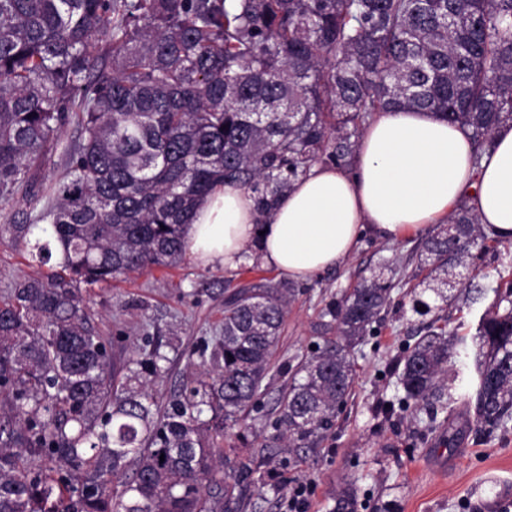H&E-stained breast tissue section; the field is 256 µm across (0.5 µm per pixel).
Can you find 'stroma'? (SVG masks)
<instances>
[{
	"instance_id": "obj_1",
	"label": "stroma",
	"mask_w": 512,
	"mask_h": 512,
	"mask_svg": "<svg viewBox=\"0 0 512 512\" xmlns=\"http://www.w3.org/2000/svg\"><path fill=\"white\" fill-rule=\"evenodd\" d=\"M426 239L418 234L398 242L367 238L340 267L294 286L288 318L268 371L270 387L251 414L254 435L238 440L227 435L226 445L246 453L268 434L276 401L290 370L317 340L319 311L330 296L389 266L396 284L391 302L381 314L373 336L355 350L356 376L336 425L317 451H281L265 462L275 479L266 487L261 508L244 512H286L289 490L311 482L315 494L308 512H332L336 493L353 485L358 512H512V423L483 435L473 414L464 408L430 417L426 410H389L400 391L396 364L417 339L426 320L413 312L408 291ZM278 274L251 258L232 272L204 268L189 256L177 265L154 267L120 276L108 283L81 288L89 321L112 343L118 376H125L131 351L159 352L163 372L154 390L160 400L180 392L213 369L207 341L220 335L228 285L277 279ZM512 280V243H490L487 253L466 280L473 284ZM433 315L446 330L461 335L475 332L481 315L495 301L494 292L472 307L442 305L426 293Z\"/></svg>"
}]
</instances>
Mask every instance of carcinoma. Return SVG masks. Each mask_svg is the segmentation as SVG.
Returning a JSON list of instances; mask_svg holds the SVG:
<instances>
[{
	"label": "carcinoma",
	"instance_id": "carcinoma-1",
	"mask_svg": "<svg viewBox=\"0 0 512 512\" xmlns=\"http://www.w3.org/2000/svg\"><path fill=\"white\" fill-rule=\"evenodd\" d=\"M430 109L477 149L512 123V0H0V229L56 269L0 297V512H242L266 485L257 455L224 447L251 418L291 288L268 280L224 299L200 380L164 406L147 388L158 352L116 378L80 285L177 264L196 205L218 182L259 219L314 163L351 167L391 107ZM75 124L80 138L63 144ZM66 157L60 177L41 165ZM45 221L46 236L30 238ZM488 237L460 205L419 269L443 301L448 270ZM394 284L375 275L320 313L323 344L297 366L258 455L312 448L355 379L353 350ZM336 332V338L328 336ZM475 350L480 430L512 420V299L467 338L433 329L408 349L400 409L458 402L456 357ZM333 512H357L354 492Z\"/></svg>",
	"mask_w": 512,
	"mask_h": 512
}]
</instances>
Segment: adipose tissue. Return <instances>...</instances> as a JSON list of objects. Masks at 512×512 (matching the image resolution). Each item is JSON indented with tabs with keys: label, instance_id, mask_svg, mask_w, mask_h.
I'll use <instances>...</instances> for the list:
<instances>
[{
	"label": "adipose tissue",
	"instance_id": "ef3b65f1",
	"mask_svg": "<svg viewBox=\"0 0 512 512\" xmlns=\"http://www.w3.org/2000/svg\"><path fill=\"white\" fill-rule=\"evenodd\" d=\"M466 204L483 230L512 243V124L477 150L431 110L390 109L360 138L351 169L312 165L258 224L252 193L220 184L184 233L202 266L237 269L254 252L280 277L306 282L353 254L365 235L398 241Z\"/></svg>",
	"mask_w": 512,
	"mask_h": 512
}]
</instances>
